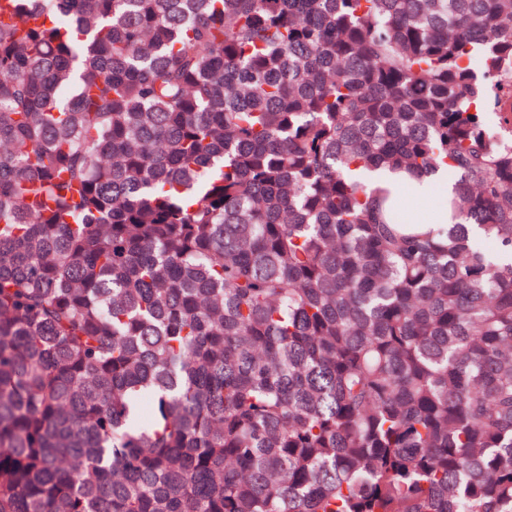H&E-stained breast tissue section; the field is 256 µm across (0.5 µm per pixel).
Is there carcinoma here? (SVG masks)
I'll list each match as a JSON object with an SVG mask.
<instances>
[{
    "mask_svg": "<svg viewBox=\"0 0 512 512\" xmlns=\"http://www.w3.org/2000/svg\"><path fill=\"white\" fill-rule=\"evenodd\" d=\"M0 512H512V0H0ZM438 181V175L425 173L417 177L406 176L394 187L395 196L403 203L412 201L429 225L441 223V212L435 199L429 194L432 186Z\"/></svg>",
    "mask_w": 512,
    "mask_h": 512,
    "instance_id": "obj_1",
    "label": "carcinoma"
}]
</instances>
